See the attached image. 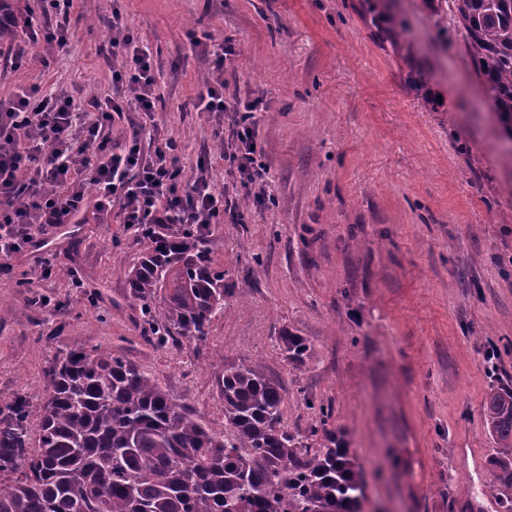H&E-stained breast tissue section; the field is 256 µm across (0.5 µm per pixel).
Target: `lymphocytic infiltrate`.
I'll use <instances>...</instances> for the list:
<instances>
[{
	"label": "lymphocytic infiltrate",
	"mask_w": 512,
	"mask_h": 512,
	"mask_svg": "<svg viewBox=\"0 0 512 512\" xmlns=\"http://www.w3.org/2000/svg\"><path fill=\"white\" fill-rule=\"evenodd\" d=\"M60 16L56 29L23 23V39L13 48L14 64L29 60L44 45L67 50L75 31L73 0H47ZM118 36L104 53L113 59L112 97L44 92L32 85L0 103V270L33 241L34 230L76 223L86 210L116 215L137 224H242L246 215L229 210L226 189L217 188L208 166L191 183L182 180L176 143L159 129L138 126L122 144L111 137L115 118L133 110L153 117L156 64L153 55L127 32L121 14H113ZM213 67L199 95L202 111L220 118L217 136L225 160L237 173L244 193L269 188V168L258 134L257 113L267 111L260 98L230 101L224 96V63L234 56L231 43L212 44Z\"/></svg>",
	"instance_id": "obj_1"
}]
</instances>
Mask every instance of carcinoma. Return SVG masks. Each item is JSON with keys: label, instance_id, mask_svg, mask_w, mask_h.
Listing matches in <instances>:
<instances>
[{"label": "carcinoma", "instance_id": "carcinoma-1", "mask_svg": "<svg viewBox=\"0 0 512 512\" xmlns=\"http://www.w3.org/2000/svg\"><path fill=\"white\" fill-rule=\"evenodd\" d=\"M435 24L461 39L501 119L512 125V0H423ZM392 52L413 57L410 25L383 29V0H363ZM0 0V41L12 34ZM147 248L127 274L129 300L152 341L207 345L224 312V265L198 224H139ZM305 365L307 339L280 336ZM36 424L15 399L0 412V512H363L362 468L344 431L311 452L283 419L280 383L242 362L217 379L224 426L213 429L159 383L109 349L65 350L44 370ZM484 427L499 451L487 495L512 512V387H494Z\"/></svg>", "mask_w": 512, "mask_h": 512}]
</instances>
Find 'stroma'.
Here are the masks:
<instances>
[{
  "mask_svg": "<svg viewBox=\"0 0 512 512\" xmlns=\"http://www.w3.org/2000/svg\"><path fill=\"white\" fill-rule=\"evenodd\" d=\"M116 9L154 56V121L184 180L207 161L237 208L198 99L204 43L235 45L224 94L269 104L257 119L272 196L213 228L230 294L202 348L145 337L126 273L146 243L116 217L90 210L38 235L0 272V408L18 396L39 408L49 362L99 345L218 429L216 379L249 362L280 382L290 430L331 408L328 429L358 453L364 512H502L486 494L497 449L483 408L491 387L512 386V146L460 42H440L421 0L388 16L412 28L410 67L361 0H75L68 52L18 67L0 43V99L33 84L110 96L99 50ZM47 250L58 273L41 279ZM286 331L311 344L305 367L288 361Z\"/></svg>",
  "mask_w": 512,
  "mask_h": 512,
  "instance_id": "stroma-1",
  "label": "stroma"
}]
</instances>
